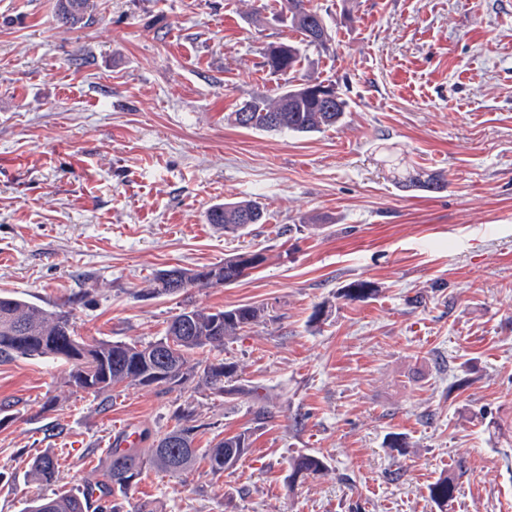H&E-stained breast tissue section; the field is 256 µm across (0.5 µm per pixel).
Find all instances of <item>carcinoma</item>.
Wrapping results in <instances>:
<instances>
[{"instance_id":"carcinoma-1","label":"carcinoma","mask_w":512,"mask_h":512,"mask_svg":"<svg viewBox=\"0 0 512 512\" xmlns=\"http://www.w3.org/2000/svg\"><path fill=\"white\" fill-rule=\"evenodd\" d=\"M89 0H58L57 19L73 28L87 23ZM275 17L300 36L298 41L270 44L265 52L264 67L272 76H286L273 96L256 95L237 105L234 123L245 129L266 132L308 134L339 124L349 103L341 95L333 100L318 96L316 88L324 85L308 76L296 81L295 73L302 60V48H325L330 34L320 12L310 0H277ZM404 181L417 183L426 191L438 192L448 186L443 174H431L421 181L409 174ZM267 212L263 203L253 200H226L211 206L207 221L235 233L251 224H263ZM264 257L252 251L238 252L224 262L203 269L172 267L159 270L153 277V292L176 295L190 288L229 286L254 269ZM376 289L357 281L340 292V297L360 301L372 297ZM264 309L254 305L206 310L184 308L171 317L164 335L154 342L93 341L76 334L69 311L44 309L21 298L0 296V357H51L70 365L69 384L96 395L107 394L118 386H157L173 390L188 380L215 394H232L242 390L241 376L235 364L222 360L207 362L196 358L206 347H222L224 342L244 328L257 323ZM196 409L191 404L179 410V425L153 439L148 455L137 448H114L107 467V479L83 486L77 491L53 492L28 503L24 512H88L91 498L99 494L104 506L100 512H123L122 499L150 465L169 475L188 471L197 456L194 448ZM252 447V431L245 428L226 436L206 449L205 459L212 474L234 468ZM328 468L326 458L316 453H299L292 458L288 484L300 478L322 474ZM36 480L52 485L58 466L52 455L34 458L28 467ZM457 490L456 474L443 473L429 486V498L439 512H445Z\"/></svg>"}]
</instances>
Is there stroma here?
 <instances>
[{"label":"stroma","mask_w":512,"mask_h":512,"mask_svg":"<svg viewBox=\"0 0 512 512\" xmlns=\"http://www.w3.org/2000/svg\"><path fill=\"white\" fill-rule=\"evenodd\" d=\"M263 2L91 0L71 29L56 0H0V295L72 311L89 342L153 341L188 305L265 310L199 353L236 363L234 395L191 380L106 400L66 386L59 360H1L0 512L48 494L31 458L80 488L189 398L196 447L247 428L250 451L217 476L145 469L125 512H439L428 487L448 470L447 512H512V0H312L333 41L300 73L349 110L307 135L230 119L276 93L264 51L297 38ZM406 170L448 187H402ZM243 198L265 223H208ZM245 249L264 261L233 285L152 292L158 270ZM354 281L376 295L339 298ZM300 452L329 467L292 486ZM28 472L41 483L52 485L57 480L58 466L52 455L44 453L30 462Z\"/></svg>","instance_id":"1"}]
</instances>
